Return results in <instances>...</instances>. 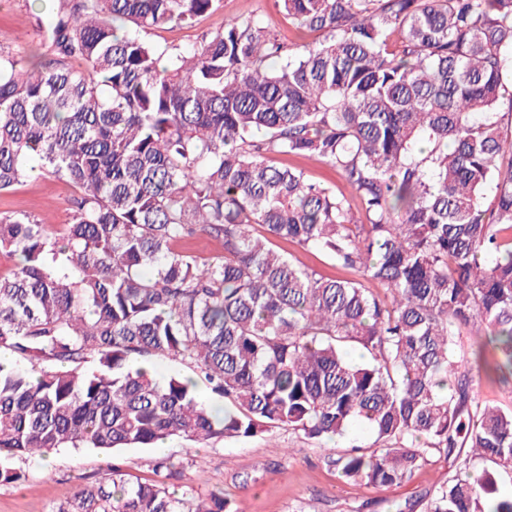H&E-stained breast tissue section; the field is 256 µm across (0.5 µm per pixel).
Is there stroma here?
Returning <instances> with one entry per match:
<instances>
[{
	"mask_svg": "<svg viewBox=\"0 0 512 512\" xmlns=\"http://www.w3.org/2000/svg\"><path fill=\"white\" fill-rule=\"evenodd\" d=\"M57 3L0 0V50L21 56L40 46L41 26ZM236 17L268 25L285 44L294 41L293 21L275 9L273 0H218L193 26L150 30L144 37L187 50ZM74 194L65 180L36 175L0 192V213L29 214L57 229L69 219ZM160 459L174 464L177 477L154 472ZM113 464L129 479H155L179 495L223 492L234 512H398L405 503L411 512H424L449 470L446 461L432 455L401 484L380 489L351 484L328 463L325 443L288 428L202 444L171 438L152 448H123L107 456L88 448H61L15 461L22 478L0 483V512H55L79 487L104 477Z\"/></svg>",
	"mask_w": 512,
	"mask_h": 512,
	"instance_id": "1",
	"label": "stroma"
}]
</instances>
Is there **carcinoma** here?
<instances>
[{"label":"carcinoma","instance_id":"obj_1","mask_svg":"<svg viewBox=\"0 0 512 512\" xmlns=\"http://www.w3.org/2000/svg\"><path fill=\"white\" fill-rule=\"evenodd\" d=\"M215 2L61 0L43 58L0 53V191L36 172L75 189L59 232L0 215V252L19 257L0 276V351L35 365L0 368V482L52 448L281 427L328 442L360 422L380 448L332 454L347 481L397 485L437 454L455 474L426 512H512V410L471 379L475 364L512 382V130L494 119L512 0H274L321 37L291 47L251 18L189 51L140 35ZM271 154L334 168L364 220ZM196 234L224 254L180 246ZM276 239L362 280L323 279ZM151 356L196 369L224 411L191 378L158 381ZM227 506L114 466L56 512Z\"/></svg>","mask_w":512,"mask_h":512}]
</instances>
